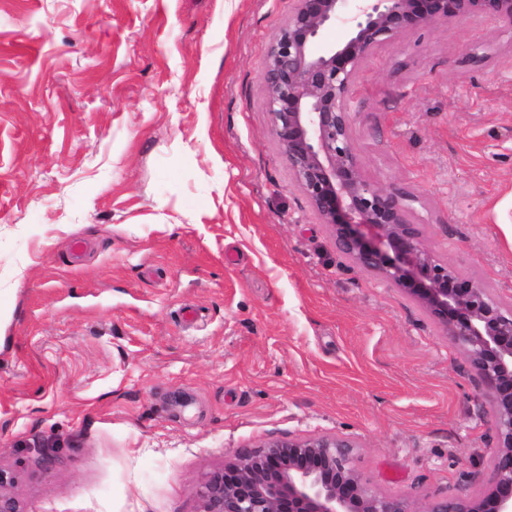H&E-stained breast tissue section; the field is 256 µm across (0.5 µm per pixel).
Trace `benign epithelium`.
<instances>
[{
    "instance_id": "7a95c632",
    "label": "benign epithelium",
    "mask_w": 512,
    "mask_h": 512,
    "mask_svg": "<svg viewBox=\"0 0 512 512\" xmlns=\"http://www.w3.org/2000/svg\"><path fill=\"white\" fill-rule=\"evenodd\" d=\"M270 43L263 83L271 131L293 178L336 250L354 266L417 300L466 356L485 385L496 450L476 494L461 491L415 506L364 483L356 440L344 434L271 439L242 448L209 472L199 512H512V307L438 260L407 217L406 197L367 180L352 143L357 71L381 43L443 21L487 15L512 24V0H293ZM340 23L348 39L316 53ZM0 469V512H22Z\"/></svg>"
}]
</instances>
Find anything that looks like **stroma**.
<instances>
[{
  "mask_svg": "<svg viewBox=\"0 0 512 512\" xmlns=\"http://www.w3.org/2000/svg\"><path fill=\"white\" fill-rule=\"evenodd\" d=\"M292 0H0V469L23 512H198L209 471L348 434L415 504L488 479L484 387L354 267L270 131ZM364 176L512 306V27L439 22L362 62Z\"/></svg>",
  "mask_w": 512,
  "mask_h": 512,
  "instance_id": "obj_1",
  "label": "stroma"
}]
</instances>
